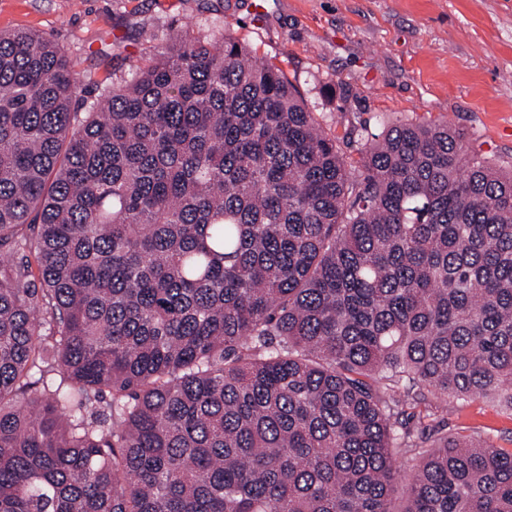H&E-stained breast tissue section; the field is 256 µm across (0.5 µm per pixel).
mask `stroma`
<instances>
[{"instance_id": "35a3bbf8", "label": "stroma", "mask_w": 512, "mask_h": 512, "mask_svg": "<svg viewBox=\"0 0 512 512\" xmlns=\"http://www.w3.org/2000/svg\"><path fill=\"white\" fill-rule=\"evenodd\" d=\"M0 0V32L51 34L76 72L128 74L170 32L227 30L282 67L329 136L434 121L512 164V0ZM429 422L512 449V410L429 396Z\"/></svg>"}]
</instances>
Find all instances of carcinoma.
<instances>
[{
	"label": "carcinoma",
	"instance_id": "1",
	"mask_svg": "<svg viewBox=\"0 0 512 512\" xmlns=\"http://www.w3.org/2000/svg\"><path fill=\"white\" fill-rule=\"evenodd\" d=\"M93 84L92 101L78 96ZM343 151L231 32L128 77L0 32V512H512V169L431 122ZM429 405L407 412L430 414L425 422L448 436L473 435L497 448L512 449V411L483 397L453 398L428 396ZM428 406V408H427Z\"/></svg>",
	"mask_w": 512,
	"mask_h": 512
}]
</instances>
